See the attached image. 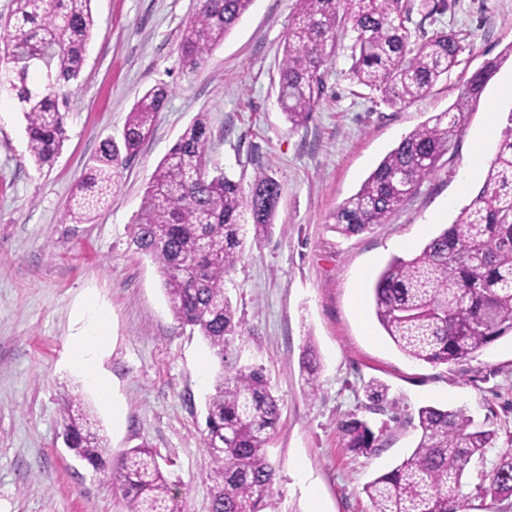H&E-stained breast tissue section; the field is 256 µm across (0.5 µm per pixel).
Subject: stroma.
Here are the masks:
<instances>
[{
  "mask_svg": "<svg viewBox=\"0 0 512 512\" xmlns=\"http://www.w3.org/2000/svg\"><path fill=\"white\" fill-rule=\"evenodd\" d=\"M434 25L458 33L460 63L418 102L381 105L349 75L350 38L339 35L324 92L307 125L291 128L277 100L283 41L296 0H253L194 73L179 44L196 0H92L97 21L81 79L68 96V135L52 168L29 160L24 120L0 94V512H123L107 471L64 446L60 409L80 396L113 456L154 448L183 512H210L205 476V400L218 372L262 366L280 400L268 455L276 512H372L365 485L417 445L416 412L462 408L496 432L462 483L465 512H512V497L486 494L501 456L512 453V335L457 364L431 366L399 352L379 326L371 286L395 256L412 257L482 187L496 144L472 134L505 119L500 90L512 58L492 78L435 174L387 224L346 237L338 206L381 159L430 117L447 111L470 73L512 45V0H447ZM172 90L152 135L122 171L110 204L84 224L67 208L100 144L120 137L134 103L157 83ZM211 130V167L250 184L268 171L283 193L271 233L247 241L225 288L243 320L223 357L175 321L152 258L130 226L158 164L199 113ZM476 178L462 186V174ZM109 337L95 352L103 389L74 362L73 335L93 316ZM319 360L309 392L301 357ZM388 388L374 408L365 387ZM357 416L382 429L368 456L349 452L338 424Z\"/></svg>",
  "mask_w": 512,
  "mask_h": 512,
  "instance_id": "35a3bbf8",
  "label": "stroma"
}]
</instances>
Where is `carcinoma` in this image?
I'll use <instances>...</instances> for the list:
<instances>
[{
  "label": "carcinoma",
  "instance_id": "1",
  "mask_svg": "<svg viewBox=\"0 0 512 512\" xmlns=\"http://www.w3.org/2000/svg\"><path fill=\"white\" fill-rule=\"evenodd\" d=\"M92 0H13L0 38V87L17 102L26 122L28 155L37 169L52 167L68 140L63 88L78 80L95 27ZM253 0H197L180 44V64L193 73L248 11ZM429 18L439 0H297L278 71V102L293 128L306 125L323 92L324 75L338 31L354 33L350 73L357 85L380 93L387 107L425 97L459 65L458 35L444 28H409L413 12ZM487 59L466 81L448 111L430 117L405 136L336 210L335 226L353 236L385 224L406 198L432 176L460 135L465 114L503 59ZM37 70L46 83H30ZM170 88L148 89L128 113L120 140H106L90 172L72 193L71 221L93 218L112 196L123 165L152 133ZM209 127L199 115L157 164L131 228L132 243L158 264L175 319L201 336L224 359V346L242 331L226 295L225 277L244 253L247 223L253 238L267 236L281 185L266 171L249 190L210 168ZM374 313L396 348L430 365L456 364L512 333V110L501 130L483 186L452 224L410 259L392 258L373 287ZM318 360L306 343L302 369L310 392ZM280 417L278 399L259 368L219 373L206 402L204 444L210 512H267L276 472L267 447ZM420 440L400 464L364 487L373 512H463L462 479L473 456L491 447L495 431L475 424L466 410L425 406L418 410ZM63 441L98 469L111 454L108 439L92 430L80 398L61 408ZM344 447L368 454L380 447L367 420L340 425ZM110 484L122 491L125 512H178L171 483L147 446L132 448L112 465ZM488 491L512 497V453L496 465Z\"/></svg>",
  "mask_w": 512,
  "mask_h": 512
}]
</instances>
